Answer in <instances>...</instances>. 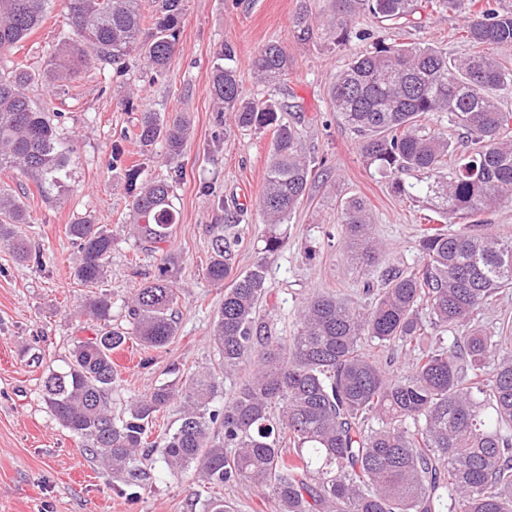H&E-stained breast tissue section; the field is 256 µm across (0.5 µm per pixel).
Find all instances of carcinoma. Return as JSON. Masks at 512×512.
Returning a JSON list of instances; mask_svg holds the SVG:
<instances>
[{
  "mask_svg": "<svg viewBox=\"0 0 512 512\" xmlns=\"http://www.w3.org/2000/svg\"><path fill=\"white\" fill-rule=\"evenodd\" d=\"M52 0H0V55L19 47L42 22ZM333 0L322 24L328 45H346L353 18L367 11L387 23L392 37L354 56L329 89L333 108L359 138V151L391 180L394 193L435 200L444 224L512 204V110L498 92L512 89V65L491 48H512V9L496 0ZM70 36L46 62V77L71 79L95 60L144 62L162 76L178 50L183 0H62ZM467 13L465 41L474 52L451 59L434 46L400 41L427 9ZM297 37L314 33L306 11L292 18ZM224 44L212 72L211 97L241 128L274 131L259 206L267 231L263 256L224 288L210 341L226 376L249 369L233 394L209 369L178 385H159L131 401L128 415L112 417L117 370L112 354L134 336L145 350L176 336L175 299L167 254L152 280L125 303L128 328L103 329L78 340L65 367L44 381L43 396L56 419L82 449L131 484L150 479L140 458L158 455L168 473L194 470L210 485L248 483L275 500L278 512H512V336L487 330L481 312L512 288V237L468 224L456 233L428 227L419 239L420 262L395 270L378 289L367 287L368 306L330 293L307 298L291 336H275L262 311L270 307L268 258L282 246L277 226L304 199L313 170L296 130L283 122L272 98L248 99ZM288 53L276 41L263 44L250 67L273 81L288 71ZM32 67L0 69V168H17L43 190L60 178L74 147L59 137L54 119L28 95ZM458 132L459 146L447 130ZM190 135L183 115L163 119L143 112L138 137L146 146L164 142L165 162L175 164ZM421 173L418 184L402 175ZM128 170L125 191L140 222V249L163 250L176 215L173 185L140 179ZM238 222L209 225L211 256L206 275L222 284L230 276L239 238L224 234ZM27 223L22 201L0 189V243L21 261L40 260L16 238L11 225ZM342 223L354 258L372 266L381 251L370 231L364 202L348 198ZM77 245L74 275L103 281L112 234L83 220L67 227ZM107 320L110 300L86 305ZM450 336H445V333ZM410 353L408 371L394 374L364 352L366 341ZM179 403L177 427L162 444L148 441L157 415Z\"/></svg>",
  "mask_w": 512,
  "mask_h": 512,
  "instance_id": "1",
  "label": "carcinoma"
}]
</instances>
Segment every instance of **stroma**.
<instances>
[{
	"mask_svg": "<svg viewBox=\"0 0 512 512\" xmlns=\"http://www.w3.org/2000/svg\"><path fill=\"white\" fill-rule=\"evenodd\" d=\"M303 6L315 19L332 11L331 0H185L179 49L164 76L150 78L138 61L121 70L99 64L77 79L31 90L39 106L60 113L59 133L75 153L61 181L43 193L18 170H0V188L26 194L30 219L17 225L18 235L42 253L40 263L20 264L0 244V512H203L213 496L224 498L235 512H276L274 500L258 488L211 489L191 473L176 479L156 457L145 462L152 474L148 486L125 484L82 451L78 439L54 418L43 381L63 366L76 340L102 329L104 324L85 310L91 296L107 294L109 324L123 326L124 302L141 281L158 273L160 253L142 251L132 236L136 218L124 193L132 167L143 179L166 180L174 187L178 215L167 248L179 258L170 269L178 332L158 349L142 350L131 339L114 353L119 378L112 414H126L134 396L158 385L217 367L209 336L224 288L205 275L206 227L223 223L225 212L238 213L233 231L241 243L234 272L260 258L265 225L259 198L273 140L271 130L241 129L225 120L210 96L215 52L225 42L236 50L245 96L288 105L284 118L296 127L313 166L309 194L280 225L284 245L268 263V281L279 297L270 313L277 335L292 334L297 311L311 294L326 292L363 304L365 282L377 281L388 269L419 263L427 208L395 194L389 178L366 163L355 134L329 100L336 73L367 44L353 38L333 49L320 39L298 41L291 19ZM464 22L463 13L437 10L412 29L409 39L463 57L469 51ZM68 34L64 10L55 0L15 57L43 70ZM271 40L282 43L291 57L281 87L258 82L249 67L256 50ZM145 111L188 118L190 138L179 165L165 162L162 144L141 146L137 124ZM116 147L122 152L117 164L112 161ZM349 197L367 203L372 232L385 244L379 263L368 272L359 270L343 240L342 204ZM86 218L105 225L114 237L106 277L96 285L75 278L77 247L66 231Z\"/></svg>",
	"mask_w": 512,
	"mask_h": 512,
	"instance_id": "stroma-1",
	"label": "stroma"
}]
</instances>
